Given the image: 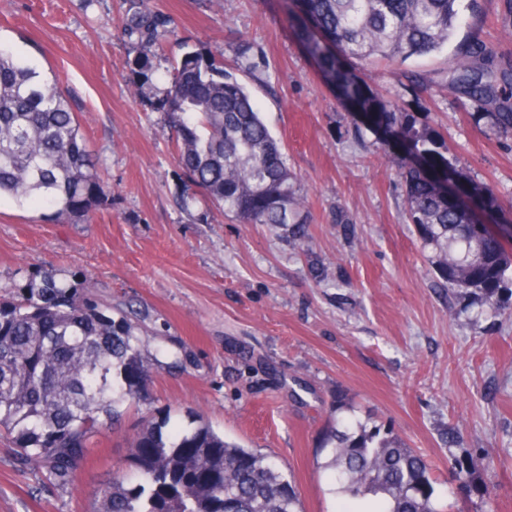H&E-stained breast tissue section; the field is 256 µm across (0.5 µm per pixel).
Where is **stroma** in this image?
Masks as SVG:
<instances>
[{"label":"stroma","mask_w":512,"mask_h":512,"mask_svg":"<svg viewBox=\"0 0 512 512\" xmlns=\"http://www.w3.org/2000/svg\"><path fill=\"white\" fill-rule=\"evenodd\" d=\"M171 20L156 73L164 79L183 45L232 57L256 51L248 79L308 199L309 236L288 226L242 224L213 212L196 224L173 202L176 170L161 116L124 77L130 0H0V42L33 59L76 102L82 132L112 203L91 222L49 221L0 200V282L50 266L92 274L99 298L144 315L156 346L190 350L187 371L156 374L150 402L94 438L72 491L38 489L0 440V512H92V493L129 473L144 419L201 415L230 440L290 470L304 512H337L323 468L337 415L393 431L428 460L446 489L454 458L498 453L493 502L460 498L454 512H512V316L476 314L426 260L407 222L405 186L376 152L361 117L339 101L300 50L280 0H151ZM461 27L512 56L500 0ZM444 57L400 67L348 64L381 100L419 113L441 133L454 166L494 187L498 221L512 224V136L478 116L443 81ZM417 71L426 86L401 80ZM343 210L347 223L333 221Z\"/></svg>","instance_id":"1"}]
</instances>
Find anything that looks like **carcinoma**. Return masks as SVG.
I'll return each instance as SVG.
<instances>
[{
    "label": "carcinoma",
    "instance_id": "cac0c4a2",
    "mask_svg": "<svg viewBox=\"0 0 512 512\" xmlns=\"http://www.w3.org/2000/svg\"><path fill=\"white\" fill-rule=\"evenodd\" d=\"M292 33L338 96L367 127L394 137L385 157L404 181L407 213L428 262L454 294L482 311L512 314V250L479 230L455 196L491 209L496 196L473 182L440 151L438 133L396 104L385 103L341 59L371 65L446 55L447 82L501 132H512V58L478 38L449 45L461 27V0H283ZM168 20L139 0L123 34L136 45L128 85L162 116L177 163L174 198L195 223L217 209L243 224L297 225L288 243L308 237L305 196L247 86L224 69V58L186 46L163 86L153 83V51ZM236 70L256 68L253 45L236 48ZM49 217L91 219L112 200L84 140L78 113L56 83L31 61L0 44V198ZM83 271L42 268L22 283L0 284V433L9 436L19 471L64 495L92 439L115 426L132 405L148 400L153 373L179 371L191 355L163 351L130 315L100 302ZM324 449L340 512H442L427 460L391 433L353 417L336 419ZM131 467L94 490V512H303L290 474L269 456L228 441L202 418L150 420L133 440ZM482 459L452 467L449 493L491 496Z\"/></svg>",
    "mask_w": 512,
    "mask_h": 512
}]
</instances>
